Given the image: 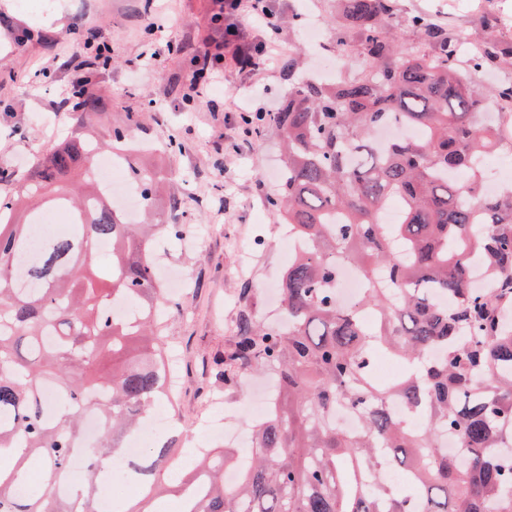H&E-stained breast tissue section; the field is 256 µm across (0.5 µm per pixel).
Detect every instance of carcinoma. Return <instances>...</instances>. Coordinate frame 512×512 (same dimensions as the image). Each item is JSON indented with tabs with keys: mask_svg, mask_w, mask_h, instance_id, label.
<instances>
[{
	"mask_svg": "<svg viewBox=\"0 0 512 512\" xmlns=\"http://www.w3.org/2000/svg\"><path fill=\"white\" fill-rule=\"evenodd\" d=\"M408 22L435 44L432 53L400 51L395 0H342L336 46L355 41L365 73L339 82L302 74L273 117L284 160L266 205L307 247L282 279L287 326L243 315L216 365L226 382L273 371L275 410L255 430L238 482H224L236 452L197 453L177 485L181 501L191 500L183 512H512V322L502 317L512 304V188L486 192L480 165L497 144L480 116L491 96L512 108V85L475 89L456 38L426 14ZM508 55L512 47L491 38L470 68ZM71 100L82 126L104 110L84 80ZM383 128L418 135L380 142ZM124 137L114 131L112 146L83 133L51 148L17 195L0 200V512H72L74 500L77 512H97L93 490L110 461L166 395L159 327L180 302L163 296L152 241L187 228L158 221V176L129 160L142 210L131 221L105 204L91 171L97 153L119 150ZM51 186L64 190L57 205L70 224L35 245L43 211L22 223L15 216ZM390 200L402 205L396 224L382 223ZM103 241L111 261L100 276L85 260ZM340 264L379 269L384 280L343 305ZM477 276L488 287H472ZM123 299L137 303L136 321L113 315ZM383 351L407 366L395 385L371 376ZM49 386L66 410L59 419L47 418ZM102 391L109 431L84 449L83 493L61 499L56 484L72 467L80 415ZM394 398L420 426L388 409ZM338 409L355 413L359 427L336 426ZM184 440L171 432L128 464L149 505L167 494L164 464ZM31 456L45 477L36 494L20 496ZM387 465L400 472L396 489L381 480Z\"/></svg>",
	"mask_w": 512,
	"mask_h": 512,
	"instance_id": "obj_1",
	"label": "carcinoma"
}]
</instances>
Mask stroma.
I'll return each instance as SVG.
<instances>
[{"instance_id":"obj_1","label":"stroma","mask_w":512,"mask_h":512,"mask_svg":"<svg viewBox=\"0 0 512 512\" xmlns=\"http://www.w3.org/2000/svg\"><path fill=\"white\" fill-rule=\"evenodd\" d=\"M402 11L438 15L459 41L461 57L484 41L487 20L497 19L512 35V0H398ZM164 32L151 34L149 0H0V196L13 194L33 162L79 133L69 112V86L90 78L94 93L109 107L99 132L111 141L114 129L141 142L135 158L161 176L159 206L166 224H183L195 244L163 243L166 266L182 272L189 287L183 307L167 317L162 334L173 343L183 377L172 404L157 405L152 430L189 427L193 438L181 448L189 465L196 449L211 445L213 422L250 429L251 412L266 377L225 387L206 366L238 334L242 314L268 324L264 291L277 287L290 253L280 218L263 205L277 189L280 134L274 122L258 134L244 132L241 101L279 102L288 87V68L259 75L226 63L209 99L195 91L196 58L215 34L211 0H163ZM165 48L163 71L139 73L147 41ZM111 64L96 68L97 48ZM175 143L171 153L162 144Z\"/></svg>"}]
</instances>
